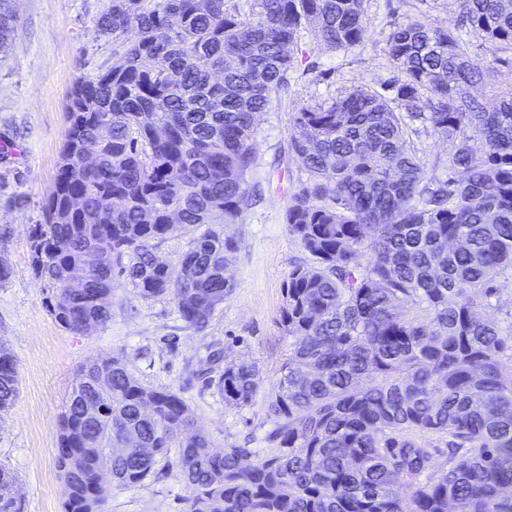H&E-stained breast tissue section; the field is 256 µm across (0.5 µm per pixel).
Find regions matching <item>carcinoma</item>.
<instances>
[{
  "instance_id": "obj_1",
  "label": "carcinoma",
  "mask_w": 512,
  "mask_h": 512,
  "mask_svg": "<svg viewBox=\"0 0 512 512\" xmlns=\"http://www.w3.org/2000/svg\"><path fill=\"white\" fill-rule=\"evenodd\" d=\"M364 2L109 0L95 26L112 39V67L71 91L32 233L33 270L63 329L112 317L117 267L140 297H167L187 328L206 329L231 293L232 228L252 201L254 116L293 79L287 47L311 27L320 49L363 53ZM456 2L469 33L512 52V3ZM13 3L0 0V52ZM384 53L402 74L391 95L354 87L292 117L291 160L307 178L285 219L311 264L284 288L288 358L265 396L274 452L213 450L179 393L98 358L60 419L65 512H100L104 469L129 489L162 458L179 470L186 512H512V332L484 315L512 278V92L484 111L466 87L494 61H473L459 32L418 17L393 25ZM416 118L452 144L453 178L430 175L410 148ZM187 229L188 249L157 262ZM262 382L239 360L216 387L242 409ZM16 385L0 346V412ZM428 434L448 438L442 468ZM191 235L178 231L169 236L162 242L158 249L157 255L167 263H174L179 256L186 251Z\"/></svg>"
}]
</instances>
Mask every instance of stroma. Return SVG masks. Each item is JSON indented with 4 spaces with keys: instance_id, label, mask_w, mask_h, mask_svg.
I'll return each mask as SVG.
<instances>
[{
    "instance_id": "35a3bbf8",
    "label": "stroma",
    "mask_w": 512,
    "mask_h": 512,
    "mask_svg": "<svg viewBox=\"0 0 512 512\" xmlns=\"http://www.w3.org/2000/svg\"><path fill=\"white\" fill-rule=\"evenodd\" d=\"M108 0H16L17 28L0 55V344L17 364L18 393L0 413V466L16 477L20 512H64L66 488L57 466L59 421L77 369L100 357L123 359L141 382L180 393L198 428L215 449L263 447L270 428L264 395L251 406H228L214 385L225 362L245 358L260 368L264 387L280 376L288 338L280 325L289 271L308 261L289 234L285 212L305 175L289 156L298 109L344 93L359 82L382 89L399 73L383 48L393 23L408 16L448 28L458 24L455 0H366V51L358 58L319 50L313 29L301 34L297 76L287 95L257 117V167L249 179L258 191L236 230L240 247L228 262L232 291L201 332L186 328L166 297L141 298L124 276L114 278L112 317L84 334L61 328L47 293L32 270L30 236L43 221L61 162L68 127L66 103L73 85L112 65V42L95 21ZM330 70L309 74V62ZM486 108L512 92V54L500 53L485 82L469 89ZM410 145L429 174L452 176L451 145L419 127ZM156 476L138 487H116L105 512H184L186 488L175 468L159 461Z\"/></svg>"
}]
</instances>
